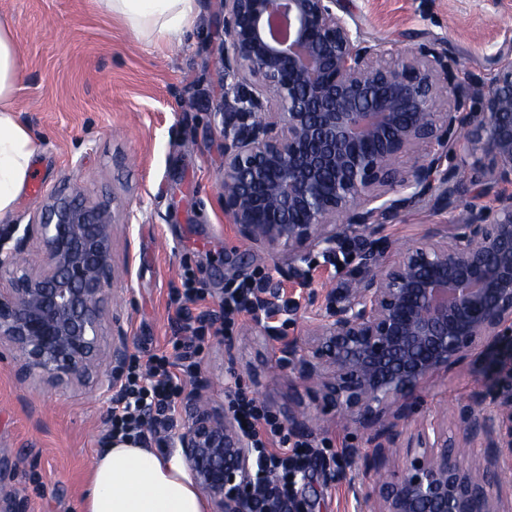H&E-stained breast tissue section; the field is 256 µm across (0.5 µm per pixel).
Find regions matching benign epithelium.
<instances>
[{
    "label": "benign epithelium",
    "mask_w": 512,
    "mask_h": 512,
    "mask_svg": "<svg viewBox=\"0 0 512 512\" xmlns=\"http://www.w3.org/2000/svg\"><path fill=\"white\" fill-rule=\"evenodd\" d=\"M224 100V213L247 244L288 251V277L318 250L355 263L326 314L288 342L282 368L343 419L373 430L367 469L384 471L375 493L350 477L360 512H503L500 474L512 461V372L453 411V427L421 418V394L435 376L467 359L512 361V43L497 51L490 81L467 91L435 43L399 54L366 39L341 0H220ZM475 97L476 112L466 111ZM436 146L406 169L401 155ZM475 157L469 201L458 223L433 224L386 256L376 218L449 200ZM114 213L74 188L53 192L37 222L0 233V345L22 378L57 387L92 373L113 388L128 360L127 333L105 313L119 276ZM41 259L19 263L33 242ZM274 280L262 284L277 306ZM276 318L254 327L278 336ZM497 404L490 414L484 404ZM193 480L213 512H277L270 469L254 468L253 440L232 411L195 399L176 435ZM490 449L472 463L459 449ZM392 448L403 461L387 467Z\"/></svg>",
    "instance_id": "obj_1"
}]
</instances>
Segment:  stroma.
Returning a JSON list of instances; mask_svg holds the SVG:
<instances>
[{
    "mask_svg": "<svg viewBox=\"0 0 512 512\" xmlns=\"http://www.w3.org/2000/svg\"><path fill=\"white\" fill-rule=\"evenodd\" d=\"M367 38L397 49L438 39L459 84L489 81L494 54L512 41V0H343ZM194 25L179 45L130 38L124 21L97 0H0V20L20 50L21 80L14 106L38 144L32 167L38 194L23 192L14 223L36 220L50 191L79 186L93 202L113 209L114 260L126 268L113 286L112 306L127 331L130 356L146 363L165 349L177 319L170 294L191 277L203 291L200 308H217L225 288L249 276L271 274L282 299L301 297L289 279L284 253L247 245L224 215L220 181L224 137L214 107L224 94L218 80L223 35L219 0H197ZM466 196L430 200L380 219L377 237L390 250L412 244L432 224H450ZM137 217L124 224L126 209ZM314 303L282 330L261 336L249 315L236 316L235 362L224 339L212 334L193 378L176 404L183 428L192 395L204 389L214 404L242 391L276 414L305 408L308 427L291 438L310 444L311 462L295 493L306 512H356L347 482L337 479L349 449L371 456L368 430L345 425L335 411L279 368L284 342L302 334L310 315L325 313L347 275L313 253L308 266ZM499 374L467 360L433 379L418 416L447 417L486 392ZM117 391L95 378L57 389L40 379L20 380L9 348H0V481L21 499L22 512H77L92 461L107 444Z\"/></svg>",
    "mask_w": 512,
    "mask_h": 512,
    "instance_id": "obj_1",
    "label": "stroma"
}]
</instances>
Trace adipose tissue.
<instances>
[{
    "label": "adipose tissue",
    "mask_w": 512,
    "mask_h": 512,
    "mask_svg": "<svg viewBox=\"0 0 512 512\" xmlns=\"http://www.w3.org/2000/svg\"><path fill=\"white\" fill-rule=\"evenodd\" d=\"M124 19L134 40L154 35L180 42L196 17V0H98ZM19 50L11 27L0 22V222L8 220L32 176L38 146L13 107ZM79 512H207L208 504L190 479L178 452L131 441L98 453Z\"/></svg>",
    "instance_id": "obj_1"
}]
</instances>
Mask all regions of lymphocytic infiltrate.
<instances>
[{
    "mask_svg": "<svg viewBox=\"0 0 512 512\" xmlns=\"http://www.w3.org/2000/svg\"><path fill=\"white\" fill-rule=\"evenodd\" d=\"M178 307L179 321L171 340V350L153 354L146 367H133L121 386L119 404L112 409L110 432L114 435L159 436L171 431L175 405L182 395L186 377L198 369L199 357L205 349L208 326L223 321L225 333H232L233 317L249 312L255 299L253 284L228 289L219 303L218 312L191 314L190 306L199 298L192 280H185ZM239 420L258 448L256 465L275 467L278 476L277 496L281 512H287L293 495L294 476L305 469L309 454L303 443L290 441L287 428L271 415L265 406L244 396L234 401Z\"/></svg>",
    "mask_w": 512,
    "mask_h": 512,
    "instance_id": "f902f5d3",
    "label": "lymphocytic infiltrate"
}]
</instances>
